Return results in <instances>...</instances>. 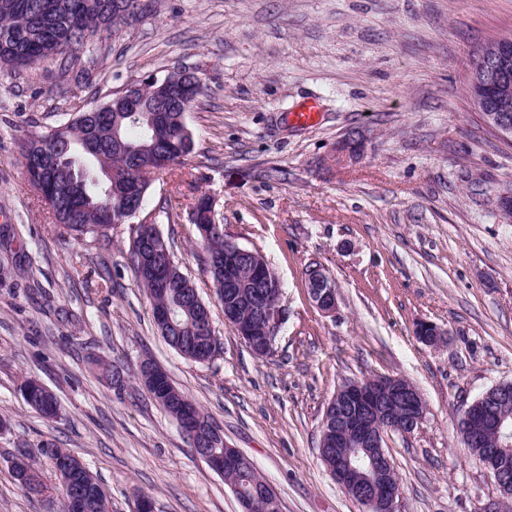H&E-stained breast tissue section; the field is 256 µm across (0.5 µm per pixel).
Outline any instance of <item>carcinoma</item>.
I'll return each instance as SVG.
<instances>
[{"instance_id":"carcinoma-1","label":"carcinoma","mask_w":512,"mask_h":512,"mask_svg":"<svg viewBox=\"0 0 512 512\" xmlns=\"http://www.w3.org/2000/svg\"><path fill=\"white\" fill-rule=\"evenodd\" d=\"M9 10L0 14V67L21 71L56 54L75 60L90 33L106 31L102 10L90 5V0H9ZM201 86L187 96L180 92L174 97L154 100L161 115L157 133L149 131L141 116L123 117L114 125L117 113L112 107L88 113L79 110L67 124L41 133H32L22 142L21 157L26 147L34 145L43 153L70 145L61 156L58 168L39 172L26 170L30 186L41 202L53 209L55 221L75 236L103 233L113 227L112 213L126 204L144 202L151 167L166 158L169 167L186 164L194 150L192 138L183 135V114L190 111L204 94ZM118 172L123 188L111 192L110 171ZM229 240L224 237V225L203 240L206 253L224 255ZM168 268L172 276L165 277L151 264L134 266L138 286L144 290L152 307H170L176 311L175 325L162 334L173 348L192 361H210L216 352L210 342L196 331V321L203 314L200 305L187 299L186 292L195 284L180 277L170 244ZM13 465L16 480L30 496L49 491L42 472L35 467L29 454L17 456ZM83 478L89 487L90 501L86 512H107V497L93 473L83 468ZM259 473L246 465L233 473V483L246 489L258 482Z\"/></svg>"}]
</instances>
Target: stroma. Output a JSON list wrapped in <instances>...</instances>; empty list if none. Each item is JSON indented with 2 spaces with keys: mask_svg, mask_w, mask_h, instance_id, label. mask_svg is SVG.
<instances>
[{
  "mask_svg": "<svg viewBox=\"0 0 512 512\" xmlns=\"http://www.w3.org/2000/svg\"><path fill=\"white\" fill-rule=\"evenodd\" d=\"M118 36L76 60L0 70V512H56L27 497L11 462L64 448L86 464L109 512H241L223 477L193 453L174 418L139 383L162 368L278 493L279 512H365L318 453L325 408L345 382L407 379L427 411L414 434H388L400 512H500L504 496L469 454L459 417L512 381V143L496 138L466 92L468 55L512 34V0H141ZM196 70L207 86L186 114L184 169L149 179L141 219L174 249L209 305L221 342L211 361L166 344L138 288L132 225L74 240L31 190L21 142L111 99L136 81ZM312 127L288 116L305 98ZM357 159L336 165L350 130ZM210 195L229 239L279 278L284 322L274 351L252 353L224 320L190 221ZM335 278L338 308L321 313L310 263ZM443 342H421L418 322ZM98 353L124 377L98 381ZM57 398L50 420L20 389Z\"/></svg>",
  "mask_w": 512,
  "mask_h": 512,
  "instance_id": "obj_1",
  "label": "stroma"
}]
</instances>
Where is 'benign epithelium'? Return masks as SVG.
Listing matches in <instances>:
<instances>
[{"label": "benign epithelium", "mask_w": 512, "mask_h": 512, "mask_svg": "<svg viewBox=\"0 0 512 512\" xmlns=\"http://www.w3.org/2000/svg\"><path fill=\"white\" fill-rule=\"evenodd\" d=\"M512 58V39L503 38L478 53L477 65L470 69L472 96L477 109L486 113L492 131L503 139L512 138V68L508 60ZM172 90L170 76L148 78L146 84H130L112 97L116 112H144L145 102L151 93H168ZM192 221L202 234L210 231V223L215 221L214 200L207 197L204 204L194 206ZM249 249L232 243L225 250V272L230 288L241 287L237 273L238 258ZM310 285L308 294L316 308L324 314L336 312L338 293L332 275L319 264L309 267ZM254 315L266 323L263 331H258L253 322L242 316L236 293L227 296L225 310L237 317L233 323L237 333L249 349L259 357H266L273 349L274 341L284 320V309L280 303H267L258 299L250 303ZM419 339L429 346H437L445 333L437 325L422 321L416 326ZM426 404L408 381L402 378H382L354 381L344 384L327 404L319 442V455H324L325 447L331 442L344 448H353V453H342L336 462L329 466L334 480L363 505L366 512H398L401 497L400 485L395 479H385L381 484H368L361 471L368 466L379 475L392 471V462L384 450L385 434L397 432L402 435L414 433L422 424ZM183 433L193 447L208 444L213 434L191 410L183 406L177 413ZM211 470L225 474L234 470L240 462L239 449L224 444L222 451L216 450L202 456ZM495 483L502 490L506 465L495 455L480 460ZM79 460H64L57 468L59 482L70 488L71 503L75 512L87 504L84 483L75 475ZM243 512H255L262 508L266 512L277 509V493L269 482H263L260 489L251 495L240 498Z\"/></svg>", "instance_id": "7a95c632"}]
</instances>
